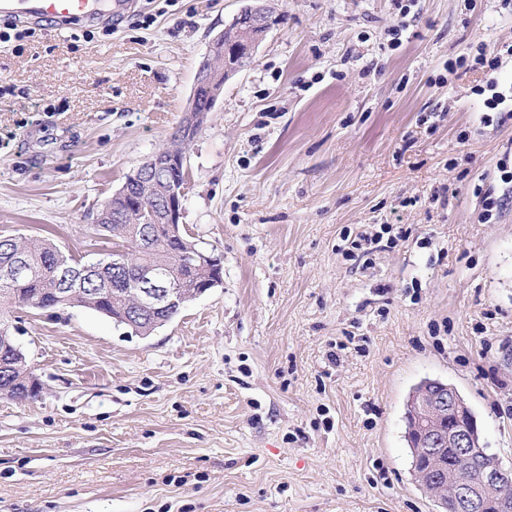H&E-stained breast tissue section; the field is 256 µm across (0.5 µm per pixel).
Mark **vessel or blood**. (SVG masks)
<instances>
[{"instance_id": "vessel-or-blood-1", "label": "vessel or blood", "mask_w": 512, "mask_h": 512, "mask_svg": "<svg viewBox=\"0 0 512 512\" xmlns=\"http://www.w3.org/2000/svg\"><path fill=\"white\" fill-rule=\"evenodd\" d=\"M126 7L127 0H0V17L19 21L90 20L122 13Z\"/></svg>"}]
</instances>
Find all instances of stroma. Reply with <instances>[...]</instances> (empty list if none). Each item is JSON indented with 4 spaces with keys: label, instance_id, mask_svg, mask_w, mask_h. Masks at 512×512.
<instances>
[{
    "label": "stroma",
    "instance_id": "stroma-1",
    "mask_svg": "<svg viewBox=\"0 0 512 512\" xmlns=\"http://www.w3.org/2000/svg\"><path fill=\"white\" fill-rule=\"evenodd\" d=\"M135 2L0 40V234L99 250L98 208L246 0ZM268 2L284 22L187 150L181 230L221 283L146 338L0 306L41 385L0 397V512H438L405 440L426 379L512 467V204L481 221L512 118L481 124L473 92L512 86V0ZM482 43L496 71L456 67Z\"/></svg>",
    "mask_w": 512,
    "mask_h": 512
}]
</instances>
